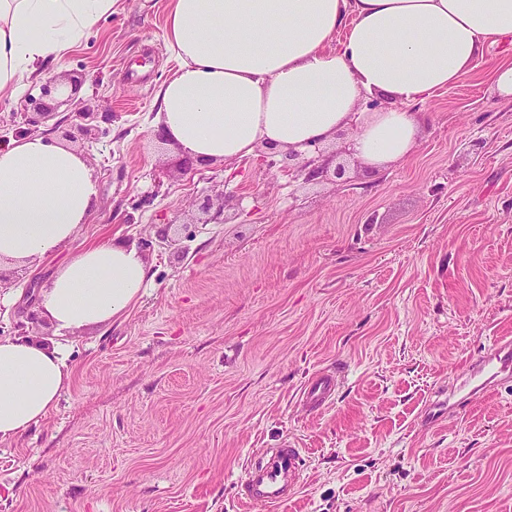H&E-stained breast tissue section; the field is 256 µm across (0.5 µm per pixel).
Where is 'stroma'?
Here are the masks:
<instances>
[{"instance_id": "35a3bbf8", "label": "stroma", "mask_w": 512, "mask_h": 512, "mask_svg": "<svg viewBox=\"0 0 512 512\" xmlns=\"http://www.w3.org/2000/svg\"><path fill=\"white\" fill-rule=\"evenodd\" d=\"M169 8L119 0L0 101V145L51 137L98 190L57 257L0 271L21 291L0 339L54 337L34 289L89 244L134 242L153 274L126 316L68 336L70 388L0 442V512H264L238 482L287 440L306 469L274 512H512V379L427 416L512 337V97L490 82L512 42L414 104L427 121L405 162L365 179L346 130L318 150L343 176L308 181L266 148L188 168L153 135ZM339 365L332 402L310 409L302 388Z\"/></svg>"}]
</instances>
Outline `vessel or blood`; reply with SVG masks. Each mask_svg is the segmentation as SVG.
Returning a JSON list of instances; mask_svg holds the SVG:
<instances>
[{
  "instance_id": "obj_1",
  "label": "vessel or blood",
  "mask_w": 512,
  "mask_h": 512,
  "mask_svg": "<svg viewBox=\"0 0 512 512\" xmlns=\"http://www.w3.org/2000/svg\"><path fill=\"white\" fill-rule=\"evenodd\" d=\"M512 377V340L501 339L484 349L470 366V393L454 404L463 411L472 395L485 391L500 380ZM341 371L321 373L309 381L302 397L311 408L326 404L337 391ZM305 458L302 449L289 442L275 450L269 458L250 464L244 471L239 487L246 501L263 505L279 504L287 500L288 486L297 484L303 474Z\"/></svg>"
}]
</instances>
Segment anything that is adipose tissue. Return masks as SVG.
I'll return each instance as SVG.
<instances>
[{"mask_svg": "<svg viewBox=\"0 0 512 512\" xmlns=\"http://www.w3.org/2000/svg\"><path fill=\"white\" fill-rule=\"evenodd\" d=\"M118 0H0V98L13 99L111 16ZM512 38V0H171L177 60L159 89L154 132L194 162L258 148L304 155L353 130L369 177L411 153V106L456 85L487 42ZM379 96L386 104L366 109ZM86 160L42 134L0 146V268L57 253L96 205ZM152 274L126 243L89 245L40 294L42 317L76 332L121 317ZM60 343L0 339V442L44 421L71 380Z\"/></svg>", "mask_w": 512, "mask_h": 512, "instance_id": "1", "label": "adipose tissue"}]
</instances>
